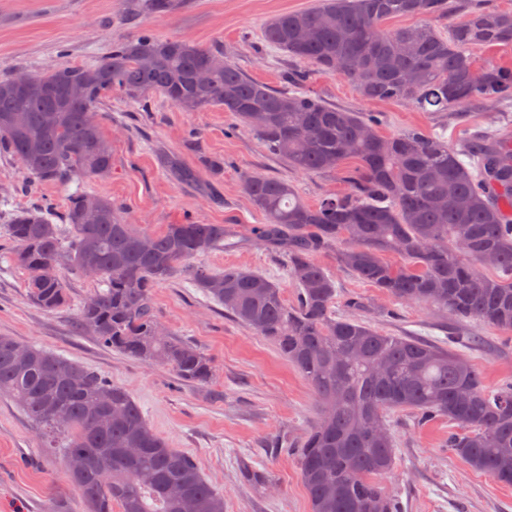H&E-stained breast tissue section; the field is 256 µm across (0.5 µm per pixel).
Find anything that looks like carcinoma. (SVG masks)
I'll use <instances>...</instances> for the list:
<instances>
[{"mask_svg":"<svg viewBox=\"0 0 512 512\" xmlns=\"http://www.w3.org/2000/svg\"><path fill=\"white\" fill-rule=\"evenodd\" d=\"M449 0H320L309 10L277 14L264 42L327 76H343L366 100L393 101L425 112L459 109L479 99L512 104V70L478 67L471 51L512 45V11L476 8L443 34L432 25L387 29L395 16L448 17ZM314 32L310 40L302 38ZM218 66L205 84L200 69ZM418 74L411 82L408 75ZM25 92L15 76L0 79V155L18 160L26 177L66 186L112 173V149L100 131L99 108L119 91L133 105L155 95L185 112L233 113L273 155L302 174L359 168L349 191L310 205L286 181L249 175L245 189L265 223L247 240L285 251L298 286L290 305L266 275L226 268L211 274L188 261L224 248L236 236L225 224H169L141 233L96 196L100 224L85 222L91 193L68 198L61 223L48 203L19 210L8 225V259L29 274L28 297L47 311L68 301L62 269L98 271L95 305L80 308L79 328L144 362L160 361L181 379L205 382L209 359L165 333L154 313L152 287L185 276L224 313L271 341L308 381L318 420L299 445L302 481L312 512H398L376 478L394 468V442L372 436L388 414L444 416L457 425L448 448L496 482L512 485V381L489 390L483 373L454 345L392 336L336 316V280L313 255L336 251L339 266L406 303L433 305L458 320L512 331V136L485 131L457 147L432 131L385 136L360 112L308 94L305 72L289 71L273 89L252 80L224 51L148 30L112 46L90 64L31 73ZM82 95L72 101L67 88ZM144 239L151 248L141 247ZM397 254L404 264L385 260ZM492 254L495 260L483 263ZM489 265L508 275L492 278ZM382 356L393 369H376ZM9 396L44 435L66 441L63 463L84 512H224L196 458L169 446L121 386L43 348L0 336V394ZM67 415L64 421L53 410ZM137 448L130 455L127 449ZM118 510H113V507Z\"/></svg>","mask_w":512,"mask_h":512,"instance_id":"cac0c4a2","label":"carcinoma"}]
</instances>
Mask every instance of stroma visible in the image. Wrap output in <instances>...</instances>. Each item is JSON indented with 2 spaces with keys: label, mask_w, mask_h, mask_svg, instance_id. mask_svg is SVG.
Here are the masks:
<instances>
[{
  "label": "stroma",
  "mask_w": 512,
  "mask_h": 512,
  "mask_svg": "<svg viewBox=\"0 0 512 512\" xmlns=\"http://www.w3.org/2000/svg\"><path fill=\"white\" fill-rule=\"evenodd\" d=\"M318 0H181L167 15L143 12L141 0H0V77L19 69L39 71L82 65L109 51L114 42L153 30L218 48L249 77L277 88L296 63L266 45L261 32L272 15L310 9ZM305 89L326 103L375 115L382 134L419 127L437 132L449 144L492 129L512 135V111L480 103L458 112H424L397 102L363 99L341 76L317 72ZM101 131L112 148V172L83 180L91 193L109 198L143 232L170 224H227L243 244L198 254L193 267L220 273L240 268L267 274L287 303L298 288L287 273V257L247 241L263 217L244 190L249 175L290 182L314 205L346 193L347 178L358 168L347 161L342 172L302 174L269 153L233 113L210 108L185 112L156 97L132 107L120 92L103 106ZM223 162L212 171L208 160ZM20 164L0 156V244L14 211L47 201L63 213L68 191L57 185L23 183ZM315 261L336 277L334 311L362 319L393 336H413L438 344L449 332L479 337L466 357L484 375L489 389L512 380V331L475 320L452 321L441 310L410 304L380 293L347 270L331 251ZM68 305L47 312L27 298L26 271L0 252V336L51 351L91 368L120 385L141 407L152 429L170 447L196 457L211 487L223 495L224 512H312L300 474L297 443L316 422L318 404L306 380L275 346L225 315L192 282L177 277L153 290L155 314L165 329L195 346L210 361L207 382H185L166 365L146 363L106 347L80 332L77 314L97 289L96 280L66 272ZM396 467L381 478L401 512H512V486L474 470L448 447L452 422L437 416L418 423L409 412L388 418ZM258 471L272 487L247 478ZM0 512H82L77 491L64 471L58 449L47 448L32 420L9 397L0 396Z\"/></svg>",
  "instance_id": "1"
}]
</instances>
